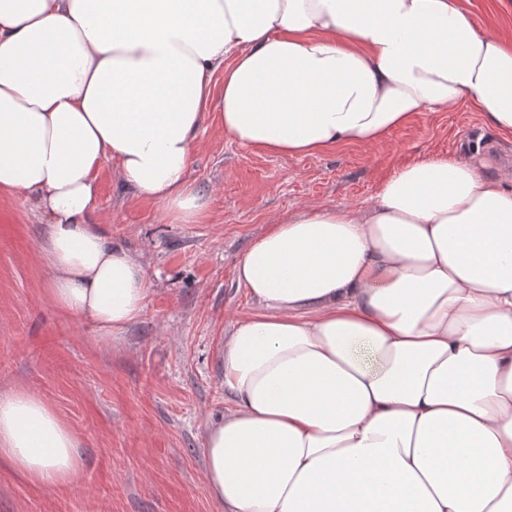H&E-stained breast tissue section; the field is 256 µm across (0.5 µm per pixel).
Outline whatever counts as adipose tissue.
<instances>
[{
    "label": "adipose tissue",
    "mask_w": 512,
    "mask_h": 512,
    "mask_svg": "<svg viewBox=\"0 0 512 512\" xmlns=\"http://www.w3.org/2000/svg\"><path fill=\"white\" fill-rule=\"evenodd\" d=\"M462 102L512 135V38L478 32L461 0H0V193L47 216L48 292L105 341L149 288L92 221L103 162L196 224L210 104L238 144L306 156ZM236 277L255 309L225 333L230 405L203 440L224 512H512L511 174L406 164L366 206L281 219ZM0 461L67 488L78 438L14 391Z\"/></svg>",
    "instance_id": "obj_1"
}]
</instances>
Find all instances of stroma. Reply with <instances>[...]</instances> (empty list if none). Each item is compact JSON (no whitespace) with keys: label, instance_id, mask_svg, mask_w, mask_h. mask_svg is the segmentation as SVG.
I'll list each match as a JSON object with an SVG mask.
<instances>
[{"label":"stroma","instance_id":"obj_1","mask_svg":"<svg viewBox=\"0 0 512 512\" xmlns=\"http://www.w3.org/2000/svg\"><path fill=\"white\" fill-rule=\"evenodd\" d=\"M463 3L478 30L512 33V0ZM435 155L511 171L512 138L459 104L419 113L375 146L286 156L237 144L213 115L189 168L208 202L200 224L162 219L104 163L100 219L141 258L150 288L113 342L56 306L42 253L48 224L33 202L0 193V393L38 392L77 435L81 459L69 489L33 486L0 464V512H223L205 483L203 437L229 405L224 334L254 308L237 282L240 255L302 207L371 203L394 167Z\"/></svg>","mask_w":512,"mask_h":512}]
</instances>
